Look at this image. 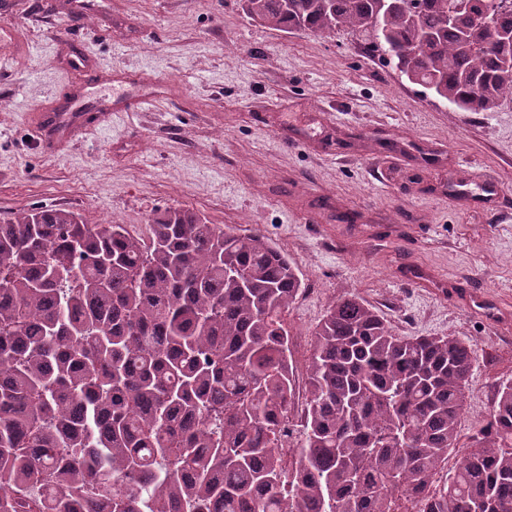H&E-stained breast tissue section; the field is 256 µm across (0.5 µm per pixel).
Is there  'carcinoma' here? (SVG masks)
I'll return each instance as SVG.
<instances>
[{
	"label": "carcinoma",
	"instance_id": "cac0c4a2",
	"mask_svg": "<svg viewBox=\"0 0 512 512\" xmlns=\"http://www.w3.org/2000/svg\"><path fill=\"white\" fill-rule=\"evenodd\" d=\"M243 0L274 30L338 29L463 112L512 96V0ZM496 15L494 37L472 15ZM144 236L65 209L0 221V512H512V383L471 451L457 336L396 334L334 303L305 366L295 466L278 438L294 374V263L261 234L180 208Z\"/></svg>",
	"mask_w": 512,
	"mask_h": 512
}]
</instances>
